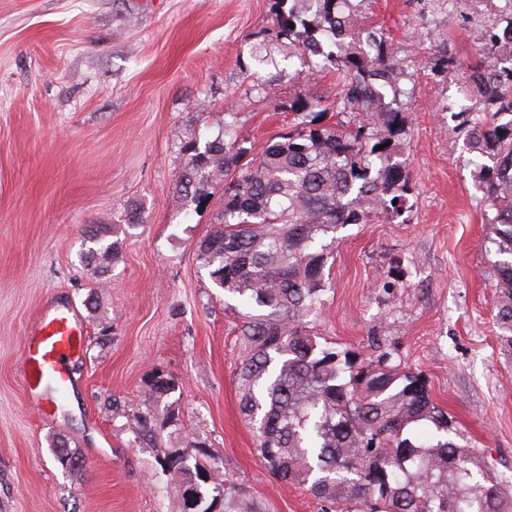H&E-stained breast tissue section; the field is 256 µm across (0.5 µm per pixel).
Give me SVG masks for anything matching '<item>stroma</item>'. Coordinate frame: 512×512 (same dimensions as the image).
Listing matches in <instances>:
<instances>
[{
    "label": "stroma",
    "mask_w": 512,
    "mask_h": 512,
    "mask_svg": "<svg viewBox=\"0 0 512 512\" xmlns=\"http://www.w3.org/2000/svg\"><path fill=\"white\" fill-rule=\"evenodd\" d=\"M408 74L402 87L413 209L406 222L336 233L314 330L328 346L422 374L459 445L512 483V347L500 340L498 250L473 154L444 105H463L431 52H475L493 11L463 0H371ZM273 0H0V512H177L179 477L158 460L206 443L227 486L268 512H320L262 467L239 411L240 302L216 288L197 246L224 208L176 193L181 146L232 113L245 147L285 131L282 102H321L335 75L303 71L275 39ZM140 204L143 224L126 209ZM109 230L111 270L83 266L86 232ZM86 336L64 393L23 380L25 338L48 309ZM176 387L152 445L130 427L155 373ZM119 406H111L110 398ZM84 461L67 473L51 444Z\"/></svg>",
    "instance_id": "35a3bbf8"
}]
</instances>
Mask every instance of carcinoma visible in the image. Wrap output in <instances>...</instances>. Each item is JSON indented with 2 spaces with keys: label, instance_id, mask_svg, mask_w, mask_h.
<instances>
[{
  "label": "carcinoma",
  "instance_id": "cac0c4a2",
  "mask_svg": "<svg viewBox=\"0 0 512 512\" xmlns=\"http://www.w3.org/2000/svg\"><path fill=\"white\" fill-rule=\"evenodd\" d=\"M366 0H275L276 36L288 40L306 66L334 74L343 89L336 112L347 124L322 125L323 110L301 98L288 102V132L261 150L244 147L224 121V135L181 148L186 164L178 191L205 199L224 187L218 225L201 240L198 258L216 287L250 311L241 317L243 354L237 367L241 413L256 449L276 480L307 489L324 512H512V492L494 479L477 480L474 453L448 438V414L421 374L385 358L323 346L310 330L325 291V267L338 229L392 222L410 208V176L395 160L406 135L399 102L405 72L389 37L366 20ZM482 32L473 62L449 47L434 70L458 76L472 105L454 113L467 130L479 177L491 202L499 252L512 256V12ZM82 256L92 274L111 269L116 243L102 232ZM497 319L511 333L512 260L499 264ZM176 383L151 381L157 404ZM433 424L440 438L415 432ZM164 424L135 416L137 438L154 442ZM189 465L179 453L159 459L163 472L195 480V507L178 512H266L246 490L225 496L219 456L203 450Z\"/></svg>",
  "mask_w": 512,
  "mask_h": 512
}]
</instances>
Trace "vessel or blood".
Returning a JSON list of instances; mask_svg holds the SVG:
<instances>
[{"instance_id": "1", "label": "vessel or blood", "mask_w": 512, "mask_h": 512, "mask_svg": "<svg viewBox=\"0 0 512 512\" xmlns=\"http://www.w3.org/2000/svg\"><path fill=\"white\" fill-rule=\"evenodd\" d=\"M79 325L77 316L69 312L39 317L27 346L25 377L31 390H38L47 381L54 383L61 392L69 388L70 363L84 344Z\"/></svg>"}]
</instances>
